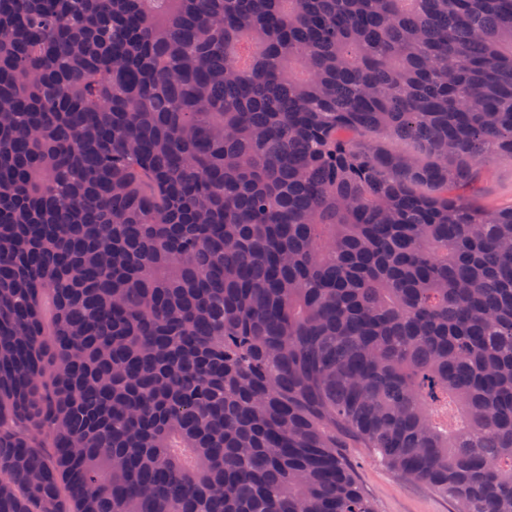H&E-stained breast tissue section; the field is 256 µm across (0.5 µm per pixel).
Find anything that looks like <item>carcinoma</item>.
Masks as SVG:
<instances>
[{
    "instance_id": "cac0c4a2",
    "label": "carcinoma",
    "mask_w": 512,
    "mask_h": 512,
    "mask_svg": "<svg viewBox=\"0 0 512 512\" xmlns=\"http://www.w3.org/2000/svg\"><path fill=\"white\" fill-rule=\"evenodd\" d=\"M502 157L512 0H0V512H512ZM477 201L492 207L512 205V161L499 158L484 171ZM375 512H457L456 503L425 483L400 477L365 448H342Z\"/></svg>"
}]
</instances>
